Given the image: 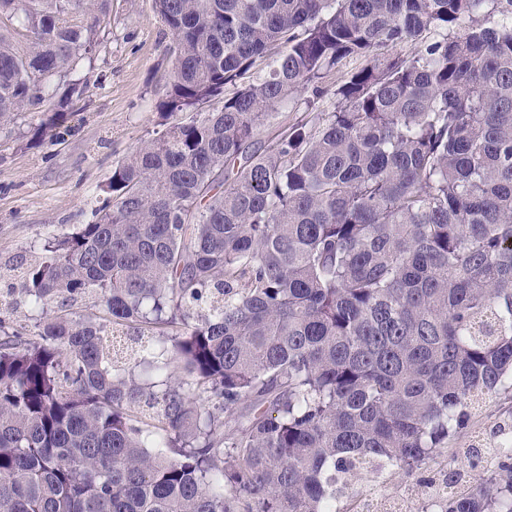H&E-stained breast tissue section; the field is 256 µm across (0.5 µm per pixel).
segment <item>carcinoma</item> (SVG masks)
I'll return each instance as SVG.
<instances>
[{
    "label": "carcinoma",
    "mask_w": 512,
    "mask_h": 512,
    "mask_svg": "<svg viewBox=\"0 0 512 512\" xmlns=\"http://www.w3.org/2000/svg\"><path fill=\"white\" fill-rule=\"evenodd\" d=\"M153 6L167 128L18 272L39 318H0V508L361 512L352 479L400 470L421 512H512V450L424 476L512 388V0ZM110 24L0 0V129L54 143ZM118 326L148 338L123 361ZM363 64V61L361 59H348L345 62V65L341 69V71L337 74H335L331 80L326 83V89H329L328 93H325L320 99L317 100V103L315 104V108L310 112L308 118H312L314 115H316L317 112L321 111H328L332 108L333 99L332 95L330 94V90L334 89V84L336 80H340V77L350 70H353L355 68L360 67ZM333 87V88H332ZM305 106L303 104L294 105L293 103H286L281 108H279L276 112V118L272 121L273 125L267 127L265 131L262 133L261 137L263 140H267L276 130L281 127H286L297 123L302 119H306V115L308 112H305Z\"/></svg>",
    "instance_id": "obj_1"
}]
</instances>
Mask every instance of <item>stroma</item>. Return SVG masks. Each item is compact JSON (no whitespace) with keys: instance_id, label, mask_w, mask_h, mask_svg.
I'll use <instances>...</instances> for the list:
<instances>
[{"instance_id":"1","label":"stroma","mask_w":512,"mask_h":512,"mask_svg":"<svg viewBox=\"0 0 512 512\" xmlns=\"http://www.w3.org/2000/svg\"><path fill=\"white\" fill-rule=\"evenodd\" d=\"M173 36L152 0H112V26L92 63L97 82L54 145L27 147L33 115L0 132V289L29 266L47 238L88 223L113 169L140 143L161 132L157 112L172 70ZM512 417L504 389L473 415L458 447L489 439Z\"/></svg>"}]
</instances>
